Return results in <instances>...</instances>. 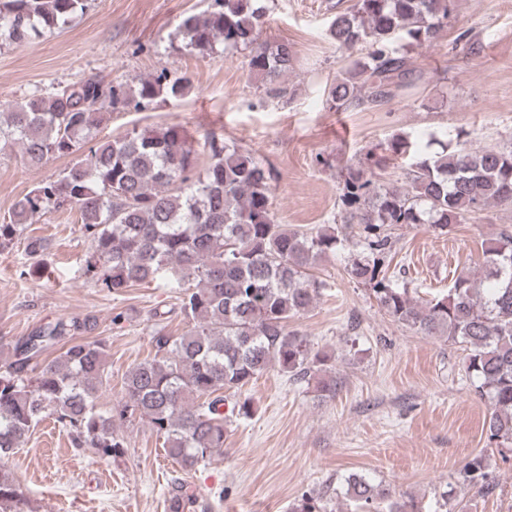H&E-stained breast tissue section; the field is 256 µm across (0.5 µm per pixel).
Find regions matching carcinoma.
<instances>
[{
  "label": "carcinoma",
  "mask_w": 512,
  "mask_h": 512,
  "mask_svg": "<svg viewBox=\"0 0 512 512\" xmlns=\"http://www.w3.org/2000/svg\"><path fill=\"white\" fill-rule=\"evenodd\" d=\"M93 0H0V43L11 44L63 30ZM454 0H354L336 14L329 36L342 50L365 48L328 91L336 110L372 108L404 96L413 86L410 52L439 39ZM264 0H207L200 14L182 18L180 33L190 49L204 53L216 42L248 48V67L277 85L293 63L285 43L260 41ZM189 80L168 69L135 85L113 83L97 73L45 96L33 94L0 113V154L19 146L30 167L52 157L76 161L19 199L0 223V248L11 245L27 218L69 205L79 214L91 244L96 282L112 292L166 279L182 289L179 312L187 329L166 330L153 312L154 356L125 373L122 395L97 408L106 383L107 345L86 336L92 317H63L40 326L8 347L0 361V512H32L6 464L24 447L35 426L51 417L75 448L102 459L125 453L117 424L138 419L163 437L166 455L190 471L224 448V392L238 393L271 367L295 380H315L321 399L336 395L332 356L312 352L291 319L312 306L322 283L310 270L349 242L346 229L360 228L350 277L370 287L393 321L420 336H444L467 351L466 373L490 408L484 429L489 443L512 447V230L482 243L481 272L464 269L447 293L424 305L388 275L393 230L427 224L448 227L479 218L489 206L512 208V150L485 146L438 150L419 156L404 173V186H385L350 167L340 188L344 224L316 232L292 230L276 220L271 172L254 154L207 137V162L184 128L169 124L98 137L110 112H145L186 94ZM26 253L39 273L47 245L26 238ZM58 355L32 364L41 353ZM458 480L492 488L483 454L471 457ZM346 493L361 512H380L375 491L362 476L346 479ZM197 498L171 483L168 512H193ZM289 512H322L320 498L304 493ZM388 512H421L401 495Z\"/></svg>",
  "instance_id": "cac0c4a2"
}]
</instances>
